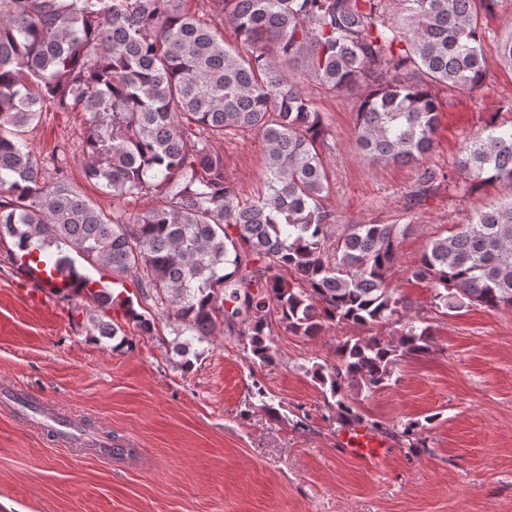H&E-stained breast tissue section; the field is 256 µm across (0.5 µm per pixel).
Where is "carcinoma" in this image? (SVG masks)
I'll list each match as a JSON object with an SVG mask.
<instances>
[{
  "instance_id": "obj_1",
  "label": "carcinoma",
  "mask_w": 512,
  "mask_h": 512,
  "mask_svg": "<svg viewBox=\"0 0 512 512\" xmlns=\"http://www.w3.org/2000/svg\"><path fill=\"white\" fill-rule=\"evenodd\" d=\"M499 2L209 0L199 16L177 0H0V244H12L19 273L44 263L75 274L104 313L123 302L77 274L62 247L131 276L179 322L171 344L181 355L221 326L271 367L274 318L302 336L399 325L393 340L346 339L330 370L313 371L327 410L362 427L358 396L387 386L400 359L429 349L433 331L407 317L392 287L401 225L337 231L324 203L327 127L300 77L333 94L367 87L355 127L364 159L421 164L435 147V89L486 78L483 19ZM50 104L92 114L82 176L112 194V211L37 164L27 135ZM241 130L265 143L266 191L256 200L239 199L213 146ZM456 173L474 187L512 184V111L464 139ZM445 181L453 174L423 168L409 205ZM150 194L160 206L122 218L127 202ZM411 276L431 284L437 308L512 307V199L432 239ZM89 331L129 343L115 321L93 316ZM372 427L427 447L417 423Z\"/></svg>"
}]
</instances>
